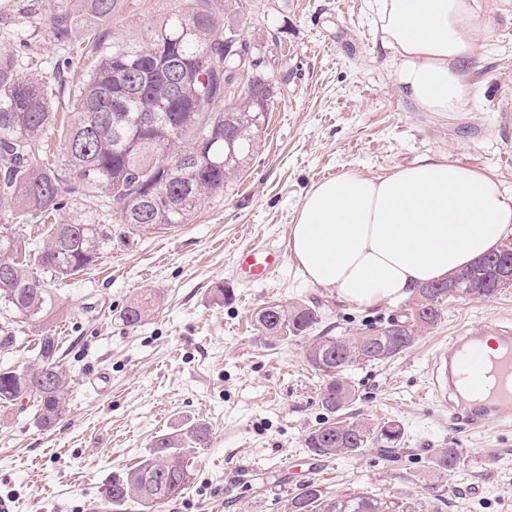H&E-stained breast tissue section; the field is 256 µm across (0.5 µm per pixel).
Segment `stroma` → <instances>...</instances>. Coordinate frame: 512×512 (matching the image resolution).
<instances>
[{"instance_id": "stroma-1", "label": "stroma", "mask_w": 512, "mask_h": 512, "mask_svg": "<svg viewBox=\"0 0 512 512\" xmlns=\"http://www.w3.org/2000/svg\"><path fill=\"white\" fill-rule=\"evenodd\" d=\"M190 0H115L101 31L137 39ZM219 26L235 24L279 80L268 127L239 177L189 223L143 232L101 215L112 246L96 265L56 283L76 305L52 321L71 384L67 412L40 427L29 403L0 408V497L18 512H91L113 473L137 464L156 437L191 422L210 442L191 458L184 493L160 512H286L302 481L326 498L363 492L388 501H444L443 512H512V427L471 432L450 425L430 393L436 354L460 329L488 333L512 321V291L453 299L438 325L398 358L349 367L356 389L346 421H398L404 452L305 457L306 434L331 415L302 340L257 334L268 302L321 301L319 333L356 336L409 304L374 307L308 283L294 258L266 280L233 276L237 248L283 244L313 183L347 171L376 176L439 155L481 170L512 193V0H479L482 36L466 73L469 111H417L395 83L391 53L374 28L370 0H203ZM226 299H218V289ZM156 311L136 328L121 320L141 293ZM454 448L455 468L434 470L429 449ZM310 456V455H309ZM494 465H487V458Z\"/></svg>"}]
</instances>
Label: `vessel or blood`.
I'll use <instances>...</instances> for the list:
<instances>
[{"label": "vessel or blood", "mask_w": 512, "mask_h": 512, "mask_svg": "<svg viewBox=\"0 0 512 512\" xmlns=\"http://www.w3.org/2000/svg\"><path fill=\"white\" fill-rule=\"evenodd\" d=\"M286 258L285 248L255 246L237 255L236 278L263 279ZM434 395L448 409V421L482 431L512 416V324L492 335L463 331L453 336L432 367Z\"/></svg>", "instance_id": "obj_1"}]
</instances>
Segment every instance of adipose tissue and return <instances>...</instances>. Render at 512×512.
I'll use <instances>...</instances> for the list:
<instances>
[{
    "instance_id": "ef3b65f1",
    "label": "adipose tissue",
    "mask_w": 512,
    "mask_h": 512,
    "mask_svg": "<svg viewBox=\"0 0 512 512\" xmlns=\"http://www.w3.org/2000/svg\"><path fill=\"white\" fill-rule=\"evenodd\" d=\"M401 95L421 112H465V65L478 51V0H374ZM512 234V194L488 174L424 157L378 176L311 186L289 230L306 280L374 306L479 261Z\"/></svg>"
}]
</instances>
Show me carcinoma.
Segmentation results:
<instances>
[{"label":"carcinoma","mask_w":512,"mask_h":512,"mask_svg":"<svg viewBox=\"0 0 512 512\" xmlns=\"http://www.w3.org/2000/svg\"><path fill=\"white\" fill-rule=\"evenodd\" d=\"M114 0H13L0 13L11 46L0 48V345L13 342L21 323L36 335L35 359L0 368V407L26 399L37 423L48 428L65 410L69 385L60 365L59 342L50 325L63 303L50 283L89 269L110 246L106 224L80 220L50 224L38 242L31 223L50 219L77 193L82 201L116 215L139 231L186 224L210 196L224 190L254 152L268 121L272 77L255 79L257 98L240 94L225 102L224 37L215 16L192 9L169 16L140 39L103 43L91 23L112 17ZM92 40L97 60L76 89L67 84L70 55L81 38ZM44 40L67 51L43 63L33 46ZM58 131L59 154L46 150V135ZM40 274H35L33 269ZM470 283L436 281L415 292L405 312L360 336L314 335L320 307L278 303L262 307L254 320L264 336L301 338L305 358L320 375L321 406L348 409L355 389L343 377L353 363H372L373 352L389 361L441 320L444 303L471 296ZM154 308L144 294L125 306L122 321L134 328ZM404 438L395 421L343 426L324 422L305 436L320 457L359 455L378 447L398 458ZM209 443L203 423L189 424L156 439L134 468L112 474L102 489L113 512L135 505L157 512L177 500L191 480L189 456ZM453 448H436L429 462L451 470ZM322 492L309 483L288 499L286 512H421L422 503L383 501L352 493L318 508Z\"/></svg>","instance_id":"carcinoma-1"}]
</instances>
